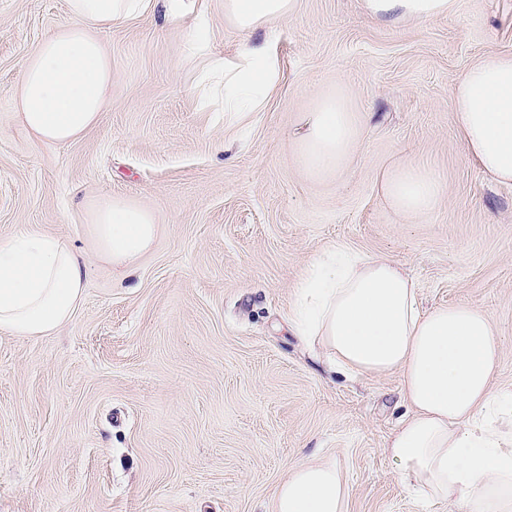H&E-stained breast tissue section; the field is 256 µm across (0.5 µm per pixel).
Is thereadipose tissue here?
I'll return each instance as SVG.
<instances>
[{
	"mask_svg": "<svg viewBox=\"0 0 512 512\" xmlns=\"http://www.w3.org/2000/svg\"><path fill=\"white\" fill-rule=\"evenodd\" d=\"M163 3L170 23L186 0H68L69 23L47 33L21 64L15 112L47 144L73 141L112 102V58L99 38ZM386 21L454 17L458 0H361ZM297 0H224V22L245 39L230 57H210L201 91L223 94L228 112L261 111L280 79L267 45L246 36L290 18ZM461 144L492 181L512 185V53L481 57L457 79L452 99ZM296 140L304 170L336 172L358 143V120L341 97H320L302 113ZM443 192L418 165L387 172L382 193L411 219L427 218ZM86 231L97 258L133 267L160 227L152 211L109 197L90 201ZM86 286L84 265L62 236L31 230L0 241V331L48 336L69 322ZM291 329L353 375L398 374L408 412L386 452L401 486L425 502L466 503V512H512V385L495 382L501 344L490 313L457 303L422 308L416 282L388 259L343 244L321 250L293 289ZM351 489L329 459L293 463L272 512H346Z\"/></svg>",
	"mask_w": 512,
	"mask_h": 512,
	"instance_id": "adipose-tissue-1",
	"label": "adipose tissue"
}]
</instances>
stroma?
<instances>
[{
	"instance_id": "1",
	"label": "stroma",
	"mask_w": 512,
	"mask_h": 512,
	"mask_svg": "<svg viewBox=\"0 0 512 512\" xmlns=\"http://www.w3.org/2000/svg\"><path fill=\"white\" fill-rule=\"evenodd\" d=\"M211 53L242 34L209 0ZM67 0H0V240L68 238L87 288L50 336L0 332V512H271L299 460L335 457L347 512H461L423 504L385 452L408 408L399 377L346 376L288 329L293 287L340 242L397 263L423 307L471 303L499 327L512 384V186L490 182L459 141L457 78L512 53V0H459L452 19L387 22L359 0H298L261 28L281 78L263 111L225 119L194 86L195 26L155 10L99 34L111 106L81 139L46 144L14 112L22 61L68 23ZM360 117L349 165L311 178L295 145L314 92ZM424 165L443 186L427 219L383 197L385 173ZM150 208L160 232L134 271L98 261L87 202Z\"/></svg>"
}]
</instances>
